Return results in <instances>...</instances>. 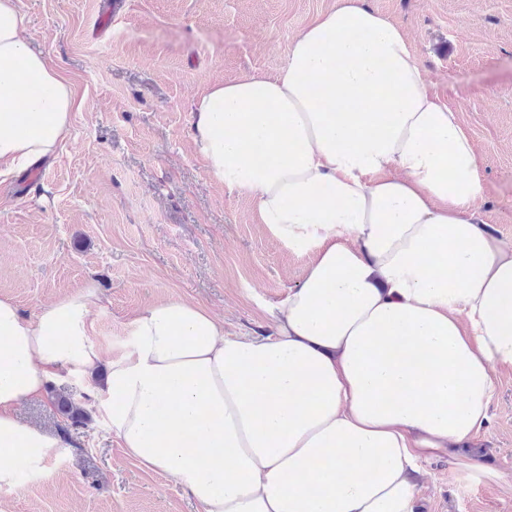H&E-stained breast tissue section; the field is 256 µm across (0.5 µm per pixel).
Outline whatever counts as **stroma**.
<instances>
[{
  "label": "stroma",
  "mask_w": 512,
  "mask_h": 512,
  "mask_svg": "<svg viewBox=\"0 0 512 512\" xmlns=\"http://www.w3.org/2000/svg\"><path fill=\"white\" fill-rule=\"evenodd\" d=\"M336 0H21L24 38L81 107L69 141L31 170L0 176V296L24 316L96 288L95 337L121 348L135 313L187 299L228 336H264L308 256L275 240L248 195L209 180L191 138L212 84L276 76L294 36ZM407 30L413 55L479 153L487 230L512 242V0H364ZM101 374L59 380L16 409L63 436L50 479L0 487V512H199L170 476L129 459L89 406ZM66 398L84 423L58 407ZM468 446L486 473L447 457L423 465L418 512H512V368L495 372L489 421Z\"/></svg>",
  "instance_id": "35a3bbf8"
}]
</instances>
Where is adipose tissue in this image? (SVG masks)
Segmentation results:
<instances>
[{"mask_svg":"<svg viewBox=\"0 0 512 512\" xmlns=\"http://www.w3.org/2000/svg\"><path fill=\"white\" fill-rule=\"evenodd\" d=\"M0 0V175L69 140L73 89ZM192 140L211 181L309 256L267 336H228L183 299L145 306L120 354L95 338V288L30 318L0 296V487L46 475L62 438L19 403L105 366L92 406L127 456L200 512H416L420 461L488 420L512 367V246L477 201L479 158L403 28L336 0L274 78L211 86Z\"/></svg>","mask_w":512,"mask_h":512,"instance_id":"adipose-tissue-1","label":"adipose tissue"}]
</instances>
